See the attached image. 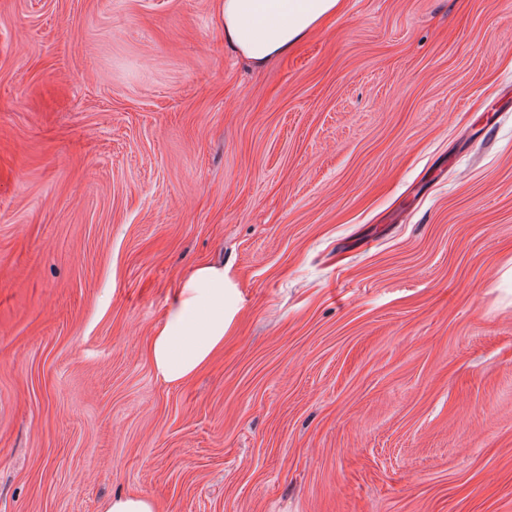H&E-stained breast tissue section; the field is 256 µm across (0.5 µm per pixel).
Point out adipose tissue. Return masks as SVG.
Returning a JSON list of instances; mask_svg holds the SVG:
<instances>
[{
    "label": "adipose tissue",
    "mask_w": 512,
    "mask_h": 512,
    "mask_svg": "<svg viewBox=\"0 0 512 512\" xmlns=\"http://www.w3.org/2000/svg\"><path fill=\"white\" fill-rule=\"evenodd\" d=\"M343 0H224V41L255 64L294 53L335 17ZM223 267L195 266L180 279L174 302L146 345L156 377L179 387L224 348Z\"/></svg>",
    "instance_id": "obj_1"
}]
</instances>
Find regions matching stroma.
Listing matches in <instances>:
<instances>
[{"instance_id": "1", "label": "stroma", "mask_w": 512, "mask_h": 512, "mask_svg": "<svg viewBox=\"0 0 512 512\" xmlns=\"http://www.w3.org/2000/svg\"><path fill=\"white\" fill-rule=\"evenodd\" d=\"M512 0H0V512H512ZM223 351L162 384L179 280ZM344 0H224V42L257 65L294 53ZM177 288L145 349L155 376L170 387L190 382L224 349L231 320L224 313L223 266L199 264ZM158 510L155 500L138 492L113 496L103 506V512H159Z\"/></svg>"}]
</instances>
